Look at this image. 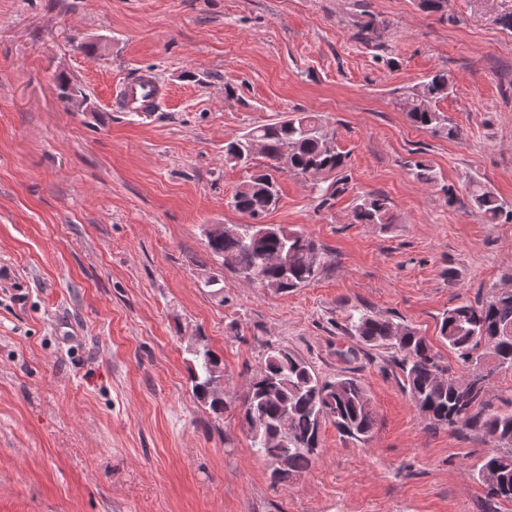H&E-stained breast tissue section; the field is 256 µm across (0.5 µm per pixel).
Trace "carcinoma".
I'll return each instance as SVG.
<instances>
[{
	"instance_id": "1",
	"label": "carcinoma",
	"mask_w": 512,
	"mask_h": 512,
	"mask_svg": "<svg viewBox=\"0 0 512 512\" xmlns=\"http://www.w3.org/2000/svg\"><path fill=\"white\" fill-rule=\"evenodd\" d=\"M453 88L445 71H437L412 88L399 106L419 129L444 131L450 138L459 128L437 108ZM336 133L312 112H296L290 118L256 126L224 146V160L241 168L260 170L250 174L235 189L230 205L237 212L264 225L265 234L254 236L247 224L226 225L207 237V255L222 267L243 275L258 271L259 281L280 293L302 288L322 273L326 254L312 237L278 224H264L280 199L278 176L285 173L310 178L318 191L319 205L326 206L348 188L347 155L336 145ZM255 139L263 151L248 153ZM473 205L486 220L512 219V204L478 182L469 186ZM391 203L383 194L368 193L353 210L357 224L382 228L392 223ZM351 332L368 346H387L401 354L393 363L401 372V384L415 408L427 421L426 429H466L488 439V449L477 479L496 476L498 492L486 494L483 512H496L497 503H512V412H499L488 393L451 368L440 365V357L425 337L412 326L367 311L350 315ZM441 338L464 363L469 373L480 367L486 351L481 342L493 345L498 369H512V289H494L482 301L460 303L444 312ZM192 391L212 413L224 414V398L214 386L223 381L222 361L206 344L188 349ZM239 416L248 429L252 447L267 461L288 457V475L273 478L282 483L307 472L320 447L323 422L334 424L343 437L367 442L377 417L363 383L354 376L322 378L297 353L266 342L265 358L256 369L246 392L239 399Z\"/></svg>"
}]
</instances>
